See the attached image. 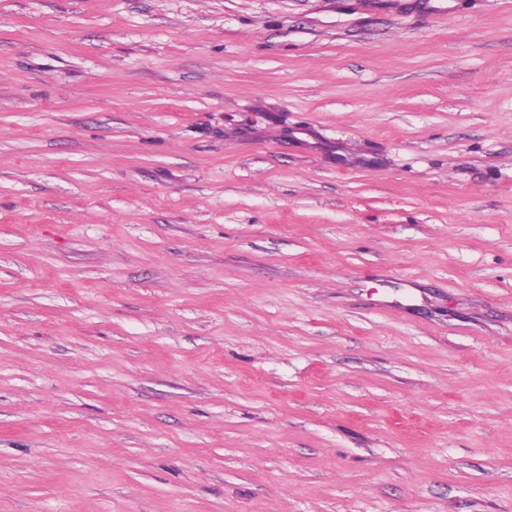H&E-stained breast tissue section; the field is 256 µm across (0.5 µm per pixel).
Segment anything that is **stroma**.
Returning a JSON list of instances; mask_svg holds the SVG:
<instances>
[{
    "mask_svg": "<svg viewBox=\"0 0 512 512\" xmlns=\"http://www.w3.org/2000/svg\"><path fill=\"white\" fill-rule=\"evenodd\" d=\"M0 512H512V0H0Z\"/></svg>",
    "mask_w": 512,
    "mask_h": 512,
    "instance_id": "obj_1",
    "label": "stroma"
}]
</instances>
